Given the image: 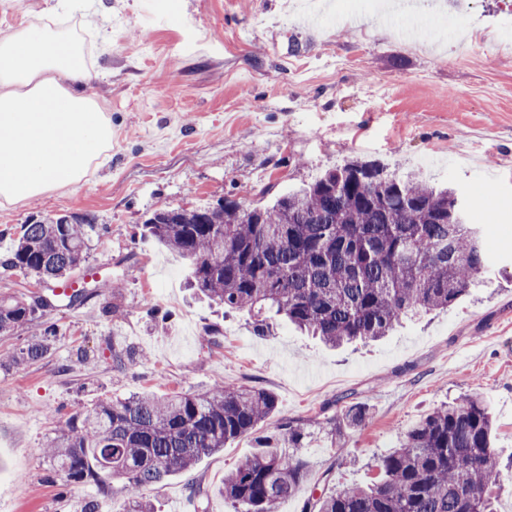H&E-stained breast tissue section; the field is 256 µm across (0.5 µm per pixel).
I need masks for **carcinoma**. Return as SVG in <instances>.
<instances>
[{"instance_id": "cac0c4a2", "label": "carcinoma", "mask_w": 512, "mask_h": 512, "mask_svg": "<svg viewBox=\"0 0 512 512\" xmlns=\"http://www.w3.org/2000/svg\"><path fill=\"white\" fill-rule=\"evenodd\" d=\"M141 229L189 261L190 284L204 297L255 312L257 334L267 332L272 313L335 348L375 341L403 318L444 310L488 273L486 247L454 191L358 160L270 207L224 200L162 208ZM98 233L87 213L32 217L0 268L65 288ZM40 310L23 297L0 298V333L37 320ZM54 342L46 329L16 361L39 360ZM275 406L266 389L219 384L102 402L55 429L48 461L67 483L106 492L122 481L133 491L122 512H150L134 491L194 468L252 432ZM366 419L363 407L348 406V425ZM492 429L479 393L443 403L378 457L379 481L315 498L309 512H496L492 491L508 487L512 471L500 467ZM304 468L299 456L265 445L224 476V497L236 512H274L297 491Z\"/></svg>"}]
</instances>
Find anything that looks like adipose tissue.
Here are the masks:
<instances>
[{"mask_svg":"<svg viewBox=\"0 0 512 512\" xmlns=\"http://www.w3.org/2000/svg\"><path fill=\"white\" fill-rule=\"evenodd\" d=\"M97 8L81 0L56 6L0 34V205L80 185L112 147V124L89 88L96 77L79 37L59 29Z\"/></svg>","mask_w":512,"mask_h":512,"instance_id":"1","label":"adipose tissue"}]
</instances>
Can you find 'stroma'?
<instances>
[{
    "mask_svg": "<svg viewBox=\"0 0 512 512\" xmlns=\"http://www.w3.org/2000/svg\"><path fill=\"white\" fill-rule=\"evenodd\" d=\"M382 0H98L109 42L86 38L99 74L90 91L112 123L107 159L78 187L0 206V259L30 216L93 214L100 234L77 280L118 287L42 311L0 335V512H117L128 493L69 484L44 455L56 423L145 391L254 386L275 414L190 472L143 490L155 512H235L224 476L264 440L295 452L281 426L299 424L306 466L278 512L379 477L377 457L444 401L480 392L493 445L512 464V0H452L419 18L440 44L412 48L378 25ZM350 159L456 188L482 226L491 269L448 310L406 321L383 340L328 349L276 320L194 299L188 265L143 237L156 209L232 199L271 205ZM220 335L211 339L207 326ZM52 327L42 359L14 356ZM135 352L124 369L112 355ZM363 403L351 428L345 409ZM200 486L205 497L193 496Z\"/></svg>",
    "mask_w": 512,
    "mask_h": 512,
    "instance_id": "stroma-1",
    "label": "stroma"
}]
</instances>
